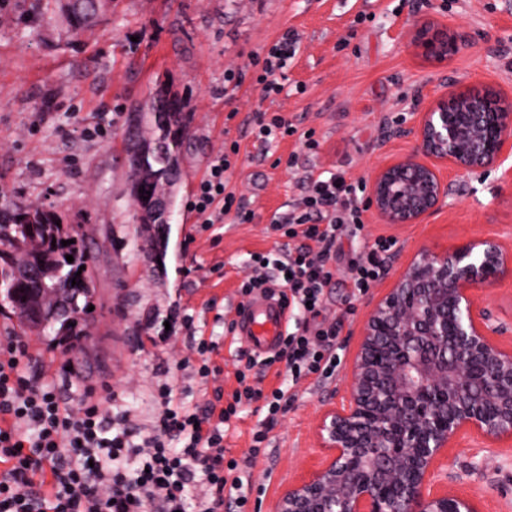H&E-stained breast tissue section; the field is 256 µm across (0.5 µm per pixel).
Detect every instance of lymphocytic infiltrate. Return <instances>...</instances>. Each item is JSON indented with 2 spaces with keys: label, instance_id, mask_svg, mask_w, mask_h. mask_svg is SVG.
Returning a JSON list of instances; mask_svg holds the SVG:
<instances>
[{
  "label": "lymphocytic infiltrate",
  "instance_id": "f902f5d3",
  "mask_svg": "<svg viewBox=\"0 0 512 512\" xmlns=\"http://www.w3.org/2000/svg\"><path fill=\"white\" fill-rule=\"evenodd\" d=\"M297 48L298 34L288 29L268 49L255 78L263 97L284 92L285 71ZM239 152V142H232L210 162L191 203L199 223L220 224L228 214L241 224L253 220L244 199L228 188L231 158ZM299 183L298 203L271 224L280 236L294 240V247L276 258L252 254V273L240 286L241 295L248 297L277 285L294 329L275 354L248 358L237 371L232 394L215 388L202 410L172 405L170 388L161 386L153 430L136 437L130 423L109 422L104 400L89 396L74 405L64 398L57 379L66 375L65 366L35 360L28 337L16 334L0 341V512H184L186 491L197 481L206 487L197 512L228 507L246 512L250 487L240 466L226 456L224 425L243 406L262 402L266 415L251 446L252 456H259L293 396L284 386L267 394L253 388L248 382L252 370L280 363L294 383L313 374L325 379L335 374L341 324L320 322L319 316L334 275L336 240L345 225L363 222L360 183L341 173L321 179L309 171ZM383 248L375 243L352 261L351 283L358 293L385 274ZM34 361L40 376L33 381L23 369ZM173 435L181 447L168 446Z\"/></svg>",
  "mask_w": 512,
  "mask_h": 512
}]
</instances>
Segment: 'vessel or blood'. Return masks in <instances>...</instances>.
I'll return each mask as SVG.
<instances>
[{"label": "vessel or blood", "mask_w": 512, "mask_h": 512, "mask_svg": "<svg viewBox=\"0 0 512 512\" xmlns=\"http://www.w3.org/2000/svg\"><path fill=\"white\" fill-rule=\"evenodd\" d=\"M288 325V313L277 297L261 293L246 300L236 314V332L250 352L266 357L278 349Z\"/></svg>", "instance_id": "vessel-or-blood-1"}]
</instances>
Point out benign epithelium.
<instances>
[{
  "label": "benign epithelium",
  "instance_id": "7a95c632",
  "mask_svg": "<svg viewBox=\"0 0 512 512\" xmlns=\"http://www.w3.org/2000/svg\"><path fill=\"white\" fill-rule=\"evenodd\" d=\"M426 53L444 58L459 42L446 30L418 33ZM412 151L380 167L368 208L383 224H419L448 194L440 175L496 165L512 153V107L487 92L443 94L408 131ZM149 197V223L167 224L178 171ZM35 280L23 316L43 328L70 320L76 299L43 264H14ZM512 282V251L495 237L446 250L416 251L392 288L373 304L349 368V385L323 412L319 458L282 492L276 512H480L466 493L440 485L436 461L466 435L512 444V347L476 292Z\"/></svg>",
  "mask_w": 512,
  "mask_h": 512
}]
</instances>
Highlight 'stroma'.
<instances>
[{
  "instance_id": "35a3bbf8",
  "label": "stroma",
  "mask_w": 512,
  "mask_h": 512,
  "mask_svg": "<svg viewBox=\"0 0 512 512\" xmlns=\"http://www.w3.org/2000/svg\"><path fill=\"white\" fill-rule=\"evenodd\" d=\"M47 0H7L0 10V210L37 206L81 226L92 310L80 319L90 336L66 354L59 387L72 403L115 395L110 414L128 413L148 431L159 386L175 404L203 407L207 392L237 386L234 332L238 287L255 252L278 255L288 238L270 229L301 191L290 158L314 175L370 180L374 170L409 153L407 131L442 91L488 88L512 103V0H110L95 26L70 34ZM465 35L458 53L438 59L413 42L424 23ZM300 50L286 71V94L265 100L251 80L226 84V69L264 57L286 29ZM184 100L187 136L164 251L154 231L133 223L124 151L126 111L159 88ZM280 112L295 136L254 147L246 129L261 111ZM313 132L316 153L299 136ZM239 141L229 188L255 217L233 216L202 228L189 205L210 160ZM448 195L423 223L394 228L366 215L343 234L327 290V321H342L347 358L369 309L354 291L348 261L379 239L393 240L391 286L421 246L443 250L472 235H496L512 247V155L462 177L446 169ZM30 337L38 351L59 348L55 330L27 327L0 293V337ZM212 340L215 375L201 378L199 338ZM344 367L329 379L294 388L287 413L269 433L267 455L250 459L251 433L263 420L244 407L224 426V446L245 462L249 512H274L281 489L317 461L315 426L346 388ZM450 489L475 495L483 512H512V450L466 438L444 460Z\"/></svg>"
}]
</instances>
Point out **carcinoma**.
<instances>
[{"instance_id": "cac0c4a2", "label": "carcinoma", "mask_w": 512, "mask_h": 512, "mask_svg": "<svg viewBox=\"0 0 512 512\" xmlns=\"http://www.w3.org/2000/svg\"><path fill=\"white\" fill-rule=\"evenodd\" d=\"M59 9L73 34L93 26L98 20L95 0H82L79 9H71L66 0H61ZM185 108V103L178 98L171 102V129L164 136L149 142L143 135V128L150 122V109L139 103L129 105L126 137L128 182L136 180L143 169L148 170L157 183L167 178L164 158L177 152L187 134ZM59 219V214L39 207L18 209L9 214L1 213L0 247L5 246L15 252L16 260L32 258L48 263L55 271V280L63 287L71 289L72 296L86 298L89 286L85 282V276H80V282L72 283L79 268L86 265L85 255L78 246L79 238L71 234L65 225H56ZM63 240H70L72 244L64 246L61 244ZM68 255L73 256V262L67 261ZM0 286L5 288V298L12 312L16 313L20 311L24 289L34 288L36 284L17 281L11 263L0 258Z\"/></svg>"}]
</instances>
